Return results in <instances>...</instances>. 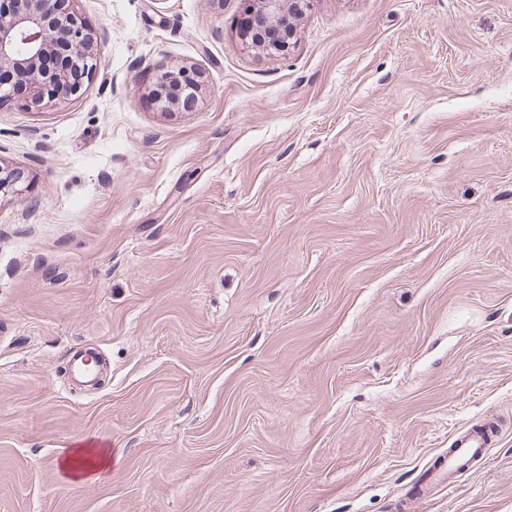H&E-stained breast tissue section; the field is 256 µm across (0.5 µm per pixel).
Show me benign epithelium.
Segmentation results:
<instances>
[{"label":"benign epithelium","mask_w":512,"mask_h":512,"mask_svg":"<svg viewBox=\"0 0 512 512\" xmlns=\"http://www.w3.org/2000/svg\"><path fill=\"white\" fill-rule=\"evenodd\" d=\"M309 0H243L240 26L243 37L276 28L278 39L264 42L270 51L288 49L293 29L291 15ZM99 36L74 9V0H0V90L9 85L12 71L30 78L31 104L44 99H66L78 94L82 78L98 67ZM188 84L195 88L184 69L164 72L154 89L156 101L165 110L179 108L168 92Z\"/></svg>","instance_id":"benign-epithelium-1"}]
</instances>
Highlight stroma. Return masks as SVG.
Segmentation results:
<instances>
[{
  "instance_id": "obj_1",
  "label": "stroma",
  "mask_w": 512,
  "mask_h": 512,
  "mask_svg": "<svg viewBox=\"0 0 512 512\" xmlns=\"http://www.w3.org/2000/svg\"><path fill=\"white\" fill-rule=\"evenodd\" d=\"M242 6L76 0L81 92L0 93V512H397L490 414L416 512H512V0H312L280 54ZM191 77L187 74V71L184 69H178L176 71L170 70L164 72L158 82L156 83V87L154 89V97L156 101L161 105V107L165 110H174L178 109L179 103L175 101L171 96L168 95V92L172 86H177L179 84L184 85L188 84L186 89H197V86L191 82ZM186 81V83H185ZM485 423L470 426L453 439L448 452L429 466L427 484L448 482L449 485L459 473L472 469L486 458L487 448L498 437L499 430ZM62 467L76 486L98 480L101 478L100 473L111 471L112 448L94 442L68 448L63 456Z\"/></svg>"
}]
</instances>
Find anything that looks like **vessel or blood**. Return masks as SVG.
I'll use <instances>...</instances> for the list:
<instances>
[{
  "mask_svg": "<svg viewBox=\"0 0 512 512\" xmlns=\"http://www.w3.org/2000/svg\"><path fill=\"white\" fill-rule=\"evenodd\" d=\"M498 436L492 425L481 423L461 431L452 441L448 452L430 465L427 481L440 484L452 481L459 473L472 469L485 459L487 450Z\"/></svg>",
  "mask_w": 512,
  "mask_h": 512,
  "instance_id": "vessel-or-blood-1",
  "label": "vessel or blood"
}]
</instances>
